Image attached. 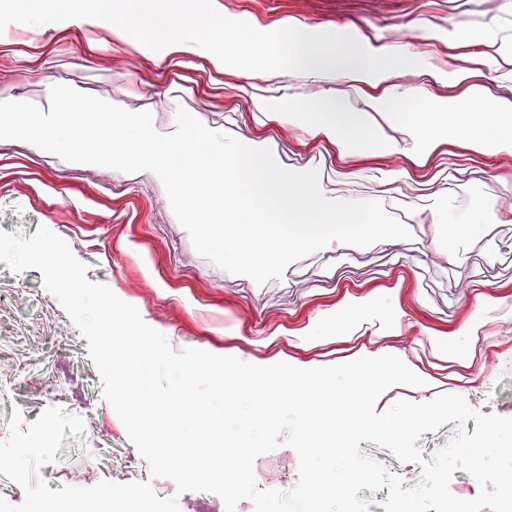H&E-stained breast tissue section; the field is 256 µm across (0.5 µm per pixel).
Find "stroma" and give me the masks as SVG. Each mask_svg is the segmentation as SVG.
<instances>
[{"label": "stroma", "mask_w": 512, "mask_h": 512, "mask_svg": "<svg viewBox=\"0 0 512 512\" xmlns=\"http://www.w3.org/2000/svg\"><path fill=\"white\" fill-rule=\"evenodd\" d=\"M227 14L264 31L292 20L333 31L356 28L389 51L430 33L421 67L399 69L386 86L394 94L445 96L480 85L512 100V75L480 79L464 30L492 26L502 50L512 51V5L507 0H221ZM453 74L455 85L441 83ZM295 72L255 77L190 52L158 56L136 49L114 24L91 18L40 26L12 23L0 36V101H29L49 109V90L70 86L130 111H149L154 129H175L177 109L207 127L270 149L294 171L317 170L331 200H377L401 211L407 240L368 247L338 241L291 264L281 280L256 284L198 254L169 204L158 201L152 172L125 173L65 161L19 140L0 139V230L34 235L44 226L68 243L89 281L123 295L143 321L177 350L188 347L270 365L304 368L391 354L410 362L424 384H395L380 396L384 410L400 400L425 402L441 394L468 399L483 414L512 418V151L472 147L415 154L414 139L373 103L374 91L336 70L323 74L349 123L364 124L390 152L359 158L314 133L309 120L283 123L257 111L255 101L298 88ZM496 211L478 230L452 238L446 217L485 203ZM39 270L13 274L0 262V339L29 362L28 388L11 398L25 422L49 400L33 392L56 379L66 412L81 415L86 431L65 436L50 489L84 486L88 461L98 480L123 483L114 459L130 450L126 429L101 396L102 380L60 302L42 286ZM364 302L342 335L333 332L339 306ZM287 446L258 456L257 485L276 488L297 472Z\"/></svg>", "instance_id": "35a3bbf8"}]
</instances>
